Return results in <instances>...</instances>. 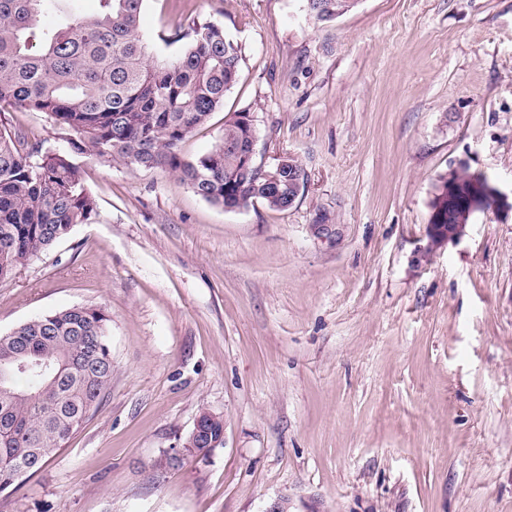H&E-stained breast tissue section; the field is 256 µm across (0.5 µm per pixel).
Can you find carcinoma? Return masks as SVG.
Returning <instances> with one entry per match:
<instances>
[{"label":"carcinoma","mask_w":512,"mask_h":512,"mask_svg":"<svg viewBox=\"0 0 512 512\" xmlns=\"http://www.w3.org/2000/svg\"><path fill=\"white\" fill-rule=\"evenodd\" d=\"M56 0H0V104L46 114L72 136L75 152L166 169L195 193L224 205L243 191L224 142L247 137L239 119L195 160L181 142L224 104L243 61L224 25L192 22L160 40L171 59L150 56L139 21L146 0H99L92 16L46 28ZM97 202L68 154L25 145L0 126V281L50 250ZM110 317L74 305L0 334V492L17 487L67 443L112 384Z\"/></svg>","instance_id":"cac0c4a2"}]
</instances>
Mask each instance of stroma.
Returning <instances> with one entry per match:
<instances>
[{
    "label": "stroma",
    "instance_id": "35a3bbf8",
    "mask_svg": "<svg viewBox=\"0 0 512 512\" xmlns=\"http://www.w3.org/2000/svg\"><path fill=\"white\" fill-rule=\"evenodd\" d=\"M216 21L239 81L180 145L253 115L256 160H297L295 204L227 211L171 173L79 154L91 223L0 281V334L73 305L108 313L112 386L0 512H512V213L426 251L437 179L512 196V0H146L163 30ZM70 151L41 112L0 106ZM223 446L178 469L201 412Z\"/></svg>",
    "mask_w": 512,
    "mask_h": 512
}]
</instances>
